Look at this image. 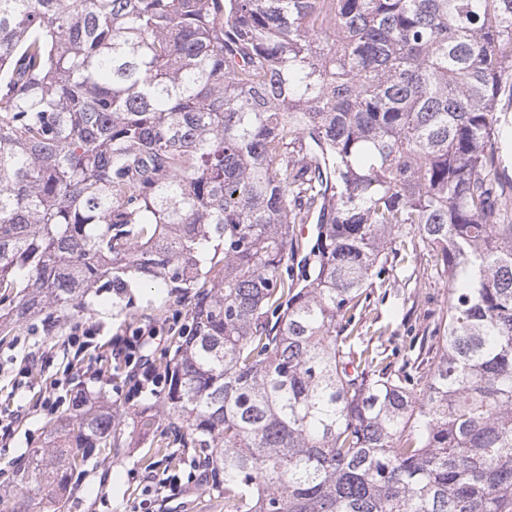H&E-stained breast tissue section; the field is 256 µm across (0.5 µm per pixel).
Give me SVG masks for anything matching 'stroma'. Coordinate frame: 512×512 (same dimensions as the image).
<instances>
[{"label": "stroma", "instance_id": "35a3bbf8", "mask_svg": "<svg viewBox=\"0 0 512 512\" xmlns=\"http://www.w3.org/2000/svg\"><path fill=\"white\" fill-rule=\"evenodd\" d=\"M431 265L432 259L426 254L397 263L386 282L373 289L368 307L356 314L359 332L370 337L393 366L416 358L421 337L429 335L447 306L444 286L426 275ZM87 304V310L80 313L47 309L15 325L10 337L0 342V415L22 417L12 435L0 436V495L15 493V472L28 450L46 447L54 414L43 407L42 397L54 382L67 378L71 390L99 392L116 404L128 440L127 447L87 460L78 475V490L69 512H134L143 498L149 468L163 470L168 462L132 424L138 403L126 398L129 382L124 373L115 370L96 377L67 371L74 352L65 341L78 325L98 327L96 340L103 343L140 326L162 324L174 313H186L187 308L168 291L137 282L120 295L103 291L90 296ZM26 356L38 361L29 376L18 372L19 362ZM147 456L152 457V466H145ZM190 471L186 463L177 467L183 480L180 493L171 501L158 502L157 512H224L223 497L209 484L188 482Z\"/></svg>", "mask_w": 512, "mask_h": 512}]
</instances>
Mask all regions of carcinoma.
<instances>
[{"mask_svg": "<svg viewBox=\"0 0 512 512\" xmlns=\"http://www.w3.org/2000/svg\"><path fill=\"white\" fill-rule=\"evenodd\" d=\"M511 70L512 0H0V333L163 285L137 426L224 512H512ZM408 246L448 286L422 375L354 349ZM57 434L0 512L125 445L85 393Z\"/></svg>", "mask_w": 512, "mask_h": 512, "instance_id": "1", "label": "carcinoma"}]
</instances>
